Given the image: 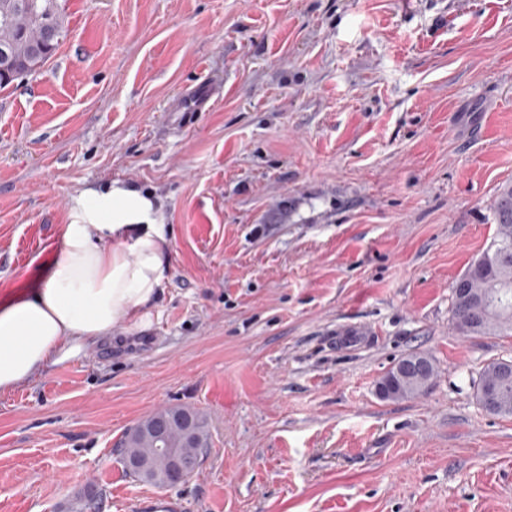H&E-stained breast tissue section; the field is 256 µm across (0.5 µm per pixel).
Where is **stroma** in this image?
Listing matches in <instances>:
<instances>
[{
	"mask_svg": "<svg viewBox=\"0 0 512 512\" xmlns=\"http://www.w3.org/2000/svg\"><path fill=\"white\" fill-rule=\"evenodd\" d=\"M58 5L66 40L0 90V297L115 181L162 203L169 274L141 321L0 396V512L90 484L100 512H512V417L472 385L512 334L451 312L512 183V0ZM412 353L431 387L381 400ZM175 406L209 421L197 471L133 480L117 442Z\"/></svg>",
	"mask_w": 512,
	"mask_h": 512,
	"instance_id": "35a3bbf8",
	"label": "stroma"
}]
</instances>
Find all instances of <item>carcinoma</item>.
Here are the masks:
<instances>
[{
	"mask_svg": "<svg viewBox=\"0 0 512 512\" xmlns=\"http://www.w3.org/2000/svg\"><path fill=\"white\" fill-rule=\"evenodd\" d=\"M16 0H0V50L14 59V69L0 74V89L18 80V74L39 71L54 56L68 36V28L57 0H27L23 9L15 8ZM497 226L493 242L477 256L457 279L475 289L480 303L463 306L452 300L456 329L463 335H484L497 331L512 332V184L501 187L492 204ZM502 361L488 364L474 382L477 401H482V388L499 379ZM435 376L430 366L429 376L406 388L398 397L390 394L387 401L408 399L424 393ZM152 442L137 436L122 437L118 448L124 458L134 457Z\"/></svg>",
	"mask_w": 512,
	"mask_h": 512,
	"instance_id": "obj_1",
	"label": "carcinoma"
}]
</instances>
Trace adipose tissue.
<instances>
[{"mask_svg":"<svg viewBox=\"0 0 512 512\" xmlns=\"http://www.w3.org/2000/svg\"><path fill=\"white\" fill-rule=\"evenodd\" d=\"M161 206L133 185L92 194L66 225L51 271L0 300V395L137 321L168 277Z\"/></svg>","mask_w":512,"mask_h":512,"instance_id":"obj_1","label":"adipose tissue"}]
</instances>
